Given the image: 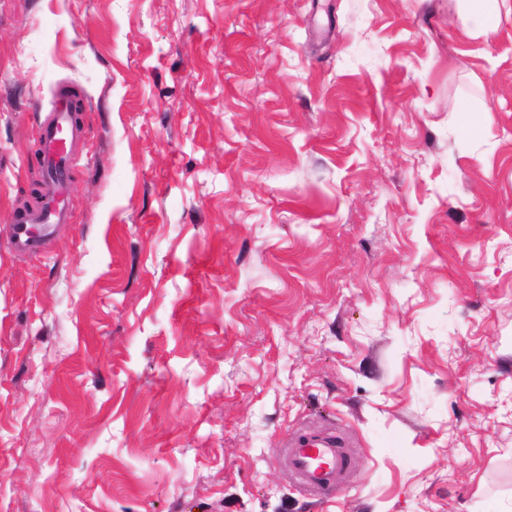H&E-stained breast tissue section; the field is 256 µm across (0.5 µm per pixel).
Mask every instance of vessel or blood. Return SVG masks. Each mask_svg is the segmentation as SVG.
<instances>
[{
    "label": "vessel or blood",
    "instance_id": "obj_1",
    "mask_svg": "<svg viewBox=\"0 0 512 512\" xmlns=\"http://www.w3.org/2000/svg\"><path fill=\"white\" fill-rule=\"evenodd\" d=\"M37 135L42 151L39 165L44 184L43 202L38 208L15 212L10 217L12 232L8 244L18 255L37 254L51 228L70 220L71 174L79 163L70 144L91 139L92 131L75 120L70 98L60 90L55 94L53 110L40 118ZM285 454L291 475L306 491L320 497L335 493L346 470L335 436L316 432L297 434L286 443Z\"/></svg>",
    "mask_w": 512,
    "mask_h": 512
}]
</instances>
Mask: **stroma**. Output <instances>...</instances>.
<instances>
[{
  "label": "stroma",
  "mask_w": 512,
  "mask_h": 512,
  "mask_svg": "<svg viewBox=\"0 0 512 512\" xmlns=\"http://www.w3.org/2000/svg\"><path fill=\"white\" fill-rule=\"evenodd\" d=\"M61 83L94 137L19 258ZM0 512H512V16L0 0ZM336 446L335 436L316 432L297 434L284 443L291 475L313 495L336 493L346 470L345 458Z\"/></svg>",
  "instance_id": "obj_1"
}]
</instances>
